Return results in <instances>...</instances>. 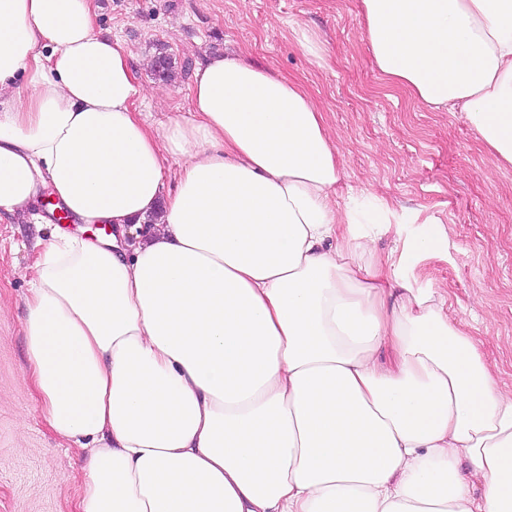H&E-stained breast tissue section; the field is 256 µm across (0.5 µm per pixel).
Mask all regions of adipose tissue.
I'll return each mask as SVG.
<instances>
[{"mask_svg": "<svg viewBox=\"0 0 512 512\" xmlns=\"http://www.w3.org/2000/svg\"><path fill=\"white\" fill-rule=\"evenodd\" d=\"M361 4L384 77L512 167V0ZM94 17L0 0V217L48 190L112 228L54 227L25 272V379L84 456L76 512H512V391L402 275L441 226L379 255L390 210L340 208L323 112L240 57L147 123Z\"/></svg>", "mask_w": 512, "mask_h": 512, "instance_id": "obj_1", "label": "adipose tissue"}]
</instances>
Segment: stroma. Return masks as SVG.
<instances>
[{
	"instance_id": "stroma-1",
	"label": "stroma",
	"mask_w": 512,
	"mask_h": 512,
	"mask_svg": "<svg viewBox=\"0 0 512 512\" xmlns=\"http://www.w3.org/2000/svg\"><path fill=\"white\" fill-rule=\"evenodd\" d=\"M95 25L131 53L145 89L135 109L152 123L189 114L193 74L207 54L235 52L301 82L344 162L338 202L393 205L392 229L371 228L383 255L425 222L442 224L445 239L406 274L445 297L499 388L512 389V167L500 166L459 109H434L386 81L362 38L360 0H96ZM295 27L320 38L322 61L300 51ZM161 51L180 66L174 79L150 71ZM50 231L0 220V512H75L85 478L81 453L44 423L23 378L22 270Z\"/></svg>"
}]
</instances>
